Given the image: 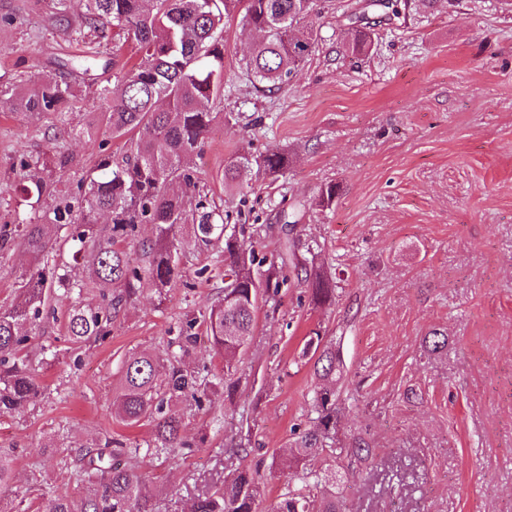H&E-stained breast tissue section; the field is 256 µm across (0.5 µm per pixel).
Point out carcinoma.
I'll list each match as a JSON object with an SVG mask.
<instances>
[{"label": "carcinoma", "instance_id": "obj_1", "mask_svg": "<svg viewBox=\"0 0 512 512\" xmlns=\"http://www.w3.org/2000/svg\"><path fill=\"white\" fill-rule=\"evenodd\" d=\"M86 12L77 25L67 21V0H56L57 15L67 22L74 40L85 32H102L111 25L130 36L137 49V62L124 78L102 86L97 109L112 137L126 138L120 160L105 151L77 186L78 192L63 196L52 215L38 224H18L13 230L0 227V247L14 244L30 257V266L11 305L0 309V408L23 411L42 396V387L19 354L35 338L41 319L51 314L49 297L53 287L76 288L68 272H59L53 259V227L69 229L78 249L73 258H83L95 268L102 301L76 305L66 315L67 338L74 344L104 340L111 333L123 299L135 293V284L150 278L158 290L182 277L174 246L177 229L190 222L205 244L224 243L227 266L224 297L208 313L206 329L212 348L224 356L230 368L252 336L259 288L276 300L288 281L287 258L256 260L254 235L246 227L227 229L224 216L206 206L195 171L187 166L191 155L200 152L214 120L207 107L224 100V20L240 15L244 33L260 35L245 63L247 74L271 91L286 82L293 71L315 51L318 29L301 21L316 14L318 0H85ZM390 9L400 15L393 0H365L362 13L354 16L345 35L346 50L352 55L368 52L373 43V25L366 20L369 10ZM76 74L46 76L16 96L13 106L31 116L62 122L73 102ZM288 153L267 149L245 150L224 166V182L236 183L254 172L271 179L288 169ZM74 165V157L58 151L43 161L55 177L23 185L25 202L40 201L55 192L56 183ZM106 213L111 223L105 233L95 230L97 216ZM155 226V239L144 246L149 261L141 266L116 244L135 237L138 225ZM264 268V285H259L255 266ZM305 281L316 306L332 304L336 285L314 265L304 268ZM122 292L112 295L110 289ZM431 353L448 346V337L438 330L423 338ZM314 358L313 372L319 381L314 393L316 417L296 442L291 454L280 460L288 474L301 470L314 451L336 435L338 394L336 377L340 364L336 348L321 331L313 330L303 355ZM163 360L141 352L123 368L117 413L128 425L142 420L153 423L156 449L175 453L191 445L183 441L182 416L166 408L167 398L183 397L202 406L210 382L173 364L160 372ZM84 496H54L42 502L41 512H154L152 492L132 469L116 466L100 452L82 471ZM327 498H311L307 476L281 495L271 512H342L336 504V476L324 478ZM263 495L261 478L244 468L224 481V486L203 492L194 499L190 512H257Z\"/></svg>", "mask_w": 512, "mask_h": 512}]
</instances>
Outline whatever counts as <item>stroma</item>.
I'll use <instances>...</instances> for the list:
<instances>
[{
    "instance_id": "stroma-1",
    "label": "stroma",
    "mask_w": 512,
    "mask_h": 512,
    "mask_svg": "<svg viewBox=\"0 0 512 512\" xmlns=\"http://www.w3.org/2000/svg\"><path fill=\"white\" fill-rule=\"evenodd\" d=\"M360 2L320 0L315 52L270 93L245 73L251 42L238 23L224 29V113L191 164L211 207L260 228L258 252L287 253L290 265L277 301L258 304L234 399L224 397V360L200 322L223 295L220 245L198 243L182 225L181 279L161 291L137 283L109 338L76 348L63 315L98 302L99 287L90 264L62 244L55 260L84 288L53 291L58 316L22 353L45 386L39 402L0 411V454L14 465L0 512L82 496L86 453L117 443L128 449L118 463L156 489L157 512H185L239 468L259 472L267 512L288 489L277 461L314 416L313 368L301 349L315 329L341 359L336 444L362 440L372 450L363 460L326 449L305 462L335 471L344 512H512V0H438L431 10L412 0L405 18L378 20L370 53L352 57L340 35ZM84 54L52 0H0V225L42 220L54 207L52 197L32 207L18 194L22 179L44 177L43 157L73 155L61 184L71 192L96 161V148L10 105ZM245 146L287 151L286 174L225 186L224 166ZM332 183L335 203L316 207ZM311 260L336 283L332 306H314L297 275V263ZM29 263L22 249L0 253V308ZM204 265L207 278H196ZM191 318L198 341L174 352ZM435 329L448 336L438 354L422 345ZM145 350L213 383L202 406L172 401L191 445L175 456L155 452L148 422L128 426L112 411L124 364Z\"/></svg>"
}]
</instances>
